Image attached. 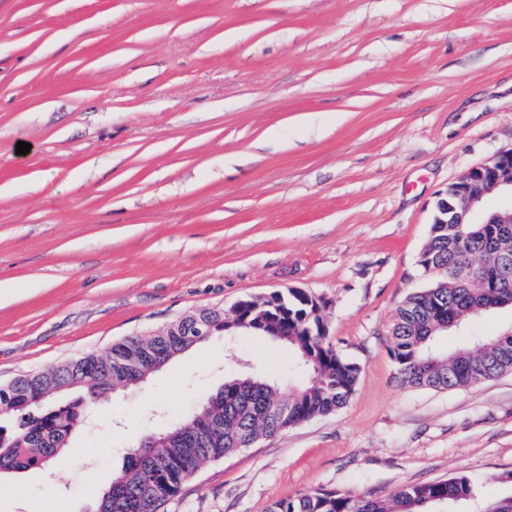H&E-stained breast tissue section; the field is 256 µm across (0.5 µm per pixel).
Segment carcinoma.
I'll return each mask as SVG.
<instances>
[{
    "label": "carcinoma",
    "instance_id": "cac0c4a2",
    "mask_svg": "<svg viewBox=\"0 0 512 512\" xmlns=\"http://www.w3.org/2000/svg\"><path fill=\"white\" fill-rule=\"evenodd\" d=\"M451 225L432 227L428 247L432 268L444 271L442 286L412 292L396 308L391 324L389 352L404 384L439 390L471 387L512 370V332L468 338L448 351L441 339L462 327L475 303L494 311L512 300V259L505 261L493 247L497 224H465L462 234L451 235ZM504 268L502 277L472 294L457 284V274L472 263ZM231 312L204 309L199 318L228 333L242 331L224 323ZM204 340L187 330L168 336L162 329L150 336H129L104 353H90L0 385V416L12 425H0V474L42 466L60 457L72 432L81 425L83 409L110 399L119 389L137 386V379L152 374L166 362ZM270 340L291 348L296 361L289 369L314 376L283 398L277 382L248 371H236L224 388L210 395L187 419L161 431L167 444L154 449L155 470L138 467L141 449H129L127 461L112 483L93 503V512H163L185 481L200 465L250 447L261 437H272L290 426L343 408L354 391L359 367L336 350L328 336L323 311L288 298V333ZM78 396L55 409L43 404L63 393ZM288 402V410L270 407ZM217 418L222 428L197 433ZM512 512V496L482 502L467 476L408 485L389 498L370 493L319 490L297 499L273 502L269 512Z\"/></svg>",
    "mask_w": 512,
    "mask_h": 512
}]
</instances>
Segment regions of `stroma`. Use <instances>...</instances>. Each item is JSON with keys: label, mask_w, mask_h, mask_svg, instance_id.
Masks as SVG:
<instances>
[{"label": "stroma", "mask_w": 512, "mask_h": 512, "mask_svg": "<svg viewBox=\"0 0 512 512\" xmlns=\"http://www.w3.org/2000/svg\"><path fill=\"white\" fill-rule=\"evenodd\" d=\"M511 147L512 0H0V383L297 289L360 367L349 402L204 463L164 512L454 474L510 496L512 372L412 388L388 344L435 282L417 258L440 193ZM510 331L506 307L442 344ZM291 358L214 333L97 406L61 458L0 478V512H88L133 440L237 365Z\"/></svg>", "instance_id": "obj_1"}]
</instances>
